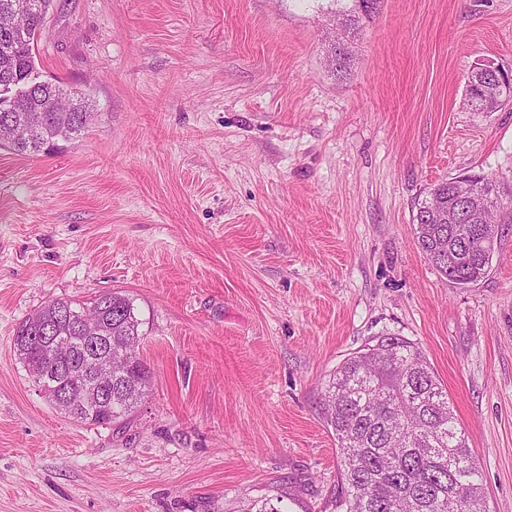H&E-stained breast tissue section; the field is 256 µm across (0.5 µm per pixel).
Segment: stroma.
I'll use <instances>...</instances> for the list:
<instances>
[{"mask_svg": "<svg viewBox=\"0 0 512 512\" xmlns=\"http://www.w3.org/2000/svg\"><path fill=\"white\" fill-rule=\"evenodd\" d=\"M329 0H53L40 79L78 142L0 148V512H341L324 386L382 336L424 352L512 512V224L459 288L415 241L436 182L512 181V0H382L347 72ZM132 299L152 393L125 429L60 414L13 345L53 299ZM476 68L482 71H490L498 74L499 77L497 84L486 72L478 74L476 82L488 89H494L496 86L497 93H500V97H505L506 92L508 93L512 88V72L509 73L499 67L493 66V64L490 63L479 64ZM502 93H504V96H502Z\"/></svg>", "mask_w": 512, "mask_h": 512, "instance_id": "stroma-1", "label": "stroma"}]
</instances>
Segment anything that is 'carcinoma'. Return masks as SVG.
Masks as SVG:
<instances>
[{
  "label": "carcinoma",
  "mask_w": 512,
  "mask_h": 512,
  "mask_svg": "<svg viewBox=\"0 0 512 512\" xmlns=\"http://www.w3.org/2000/svg\"><path fill=\"white\" fill-rule=\"evenodd\" d=\"M29 12L18 11L9 22L19 26L16 38L0 39V75L23 78L36 72L35 45L40 18L52 0H28ZM331 12L333 44L342 45L335 58L336 72L349 67L351 52L345 34H357L362 21L359 0ZM51 93L61 98L56 112L40 111L34 97L15 104L0 119L37 129L22 141L0 139V146L18 155L34 156L58 141H76L93 115V105L82 93L56 83ZM468 183L486 202L484 217L474 219L473 231L455 224H427L420 214L439 208L452 215L463 209L452 183ZM415 234L427 259L459 288L474 285L490 272L497 247L499 225L512 223V186L486 176L445 178L435 183L418 204ZM109 304L101 319L102 335L112 337V404L93 413L65 411L76 421L93 425L128 424L150 391L151 376L143 360L128 368V352L143 334L128 297L108 293L90 302L54 299L42 308L44 319L54 320L60 333L73 335L71 326L57 318L68 307L94 310L99 300ZM29 320L14 334V349L21 363L48 367L66 358L43 342H21ZM58 393L78 399L86 387L80 373L58 378ZM326 426L336 438L341 459L339 506L345 512H487L479 469L465 433L457 427L448 392L437 379L424 353L398 337H382L345 359L330 375L322 398Z\"/></svg>",
  "instance_id": "carcinoma-1"
}]
</instances>
